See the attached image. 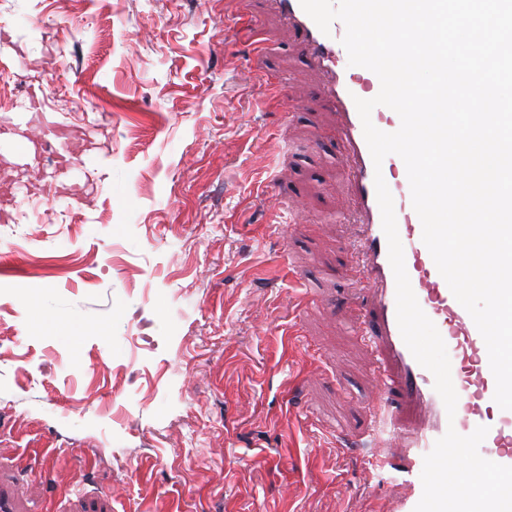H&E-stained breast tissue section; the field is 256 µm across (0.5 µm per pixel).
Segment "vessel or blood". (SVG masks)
<instances>
[{
  "label": "vessel or blood",
  "instance_id": "b4317fda",
  "mask_svg": "<svg viewBox=\"0 0 512 512\" xmlns=\"http://www.w3.org/2000/svg\"><path fill=\"white\" fill-rule=\"evenodd\" d=\"M274 12L293 33L296 44L313 67L324 75L316 90L322 102L336 114V139L340 144L339 165L349 186L351 209L360 224L350 272L358 287L354 305L359 312L356 326L372 351L380 371V395L374 410L371 445L399 448L385 465L404 473L409 487L400 499L385 501L383 512H414L423 494V460L448 428L462 435L484 426L488 434L479 447L480 455L492 462L512 466V410L501 409L494 400L495 378L486 344L473 319L455 299L422 241V224L411 203L406 166L396 155L374 165L363 134L355 98L371 99L380 91L375 73L363 68L341 67L346 57L336 36L344 32L334 21L322 32L300 5V0H270ZM286 79L266 83L256 103L287 99ZM42 147L53 149L56 165L64 169L73 158L62 132L45 139ZM383 176L394 200L397 230L405 242V266L412 289L425 314L434 322L458 369L452 382L458 394L455 414H448L434 389V377L413 357L396 319V283L388 258L376 198V176Z\"/></svg>",
  "mask_w": 512,
  "mask_h": 512
}]
</instances>
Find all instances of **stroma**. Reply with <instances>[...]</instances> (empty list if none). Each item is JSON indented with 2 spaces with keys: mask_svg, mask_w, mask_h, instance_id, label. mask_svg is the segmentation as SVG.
<instances>
[{
  "mask_svg": "<svg viewBox=\"0 0 512 512\" xmlns=\"http://www.w3.org/2000/svg\"><path fill=\"white\" fill-rule=\"evenodd\" d=\"M224 6L0 0V512H354L364 481L400 491L368 446L334 117L265 0L258 61ZM282 72L290 99L257 110L250 84ZM48 125L73 136L67 173L10 148Z\"/></svg>",
  "mask_w": 512,
  "mask_h": 512,
  "instance_id": "stroma-1",
  "label": "stroma"
}]
</instances>
